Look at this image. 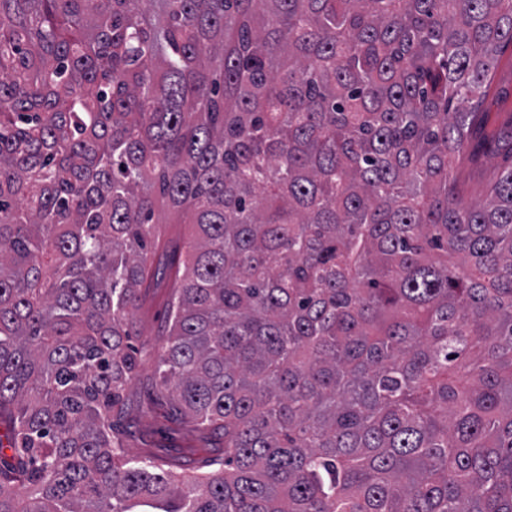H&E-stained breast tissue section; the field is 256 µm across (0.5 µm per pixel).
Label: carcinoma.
I'll use <instances>...</instances> for the list:
<instances>
[{
    "label": "carcinoma",
    "mask_w": 512,
    "mask_h": 512,
    "mask_svg": "<svg viewBox=\"0 0 512 512\" xmlns=\"http://www.w3.org/2000/svg\"><path fill=\"white\" fill-rule=\"evenodd\" d=\"M509 47L512 0H0V512H512ZM164 274L216 473L112 436ZM484 112L494 119L499 112H512V48L501 57L494 85L484 100Z\"/></svg>",
    "instance_id": "obj_1"
}]
</instances>
